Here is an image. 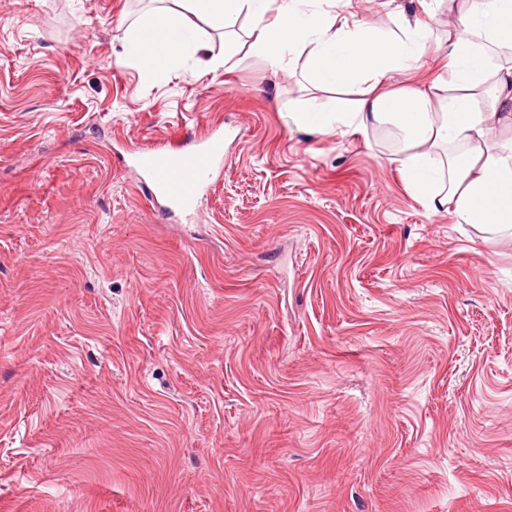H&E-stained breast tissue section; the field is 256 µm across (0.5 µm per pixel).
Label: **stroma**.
<instances>
[{
    "mask_svg": "<svg viewBox=\"0 0 512 512\" xmlns=\"http://www.w3.org/2000/svg\"><path fill=\"white\" fill-rule=\"evenodd\" d=\"M153 0H0V512H512V235L430 214L382 129L297 128L205 23L149 76ZM390 35L443 0H351ZM225 56V55H224ZM225 134L197 214L135 148Z\"/></svg>",
    "mask_w": 512,
    "mask_h": 512,
    "instance_id": "1",
    "label": "stroma"
}]
</instances>
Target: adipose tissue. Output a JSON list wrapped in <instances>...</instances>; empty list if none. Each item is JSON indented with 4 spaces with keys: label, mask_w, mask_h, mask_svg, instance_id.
I'll return each mask as SVG.
<instances>
[{
    "label": "adipose tissue",
    "mask_w": 512,
    "mask_h": 512,
    "mask_svg": "<svg viewBox=\"0 0 512 512\" xmlns=\"http://www.w3.org/2000/svg\"><path fill=\"white\" fill-rule=\"evenodd\" d=\"M174 0L123 32L125 47L146 73L166 68L203 44L192 25L201 20L236 36L253 23L249 50L276 71L289 70L306 52L310 84L366 89L352 105L301 100L300 128L326 133L394 125L402 135L395 158L407 185L426 209L448 212L457 223L493 231L512 229V0H471L461 30H449L445 87L388 88L394 71L416 67L428 47L421 23L404 22L398 34L375 33L323 0Z\"/></svg>",
    "instance_id": "obj_1"
}]
</instances>
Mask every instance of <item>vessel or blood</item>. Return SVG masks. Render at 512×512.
Listing matches in <instances>:
<instances>
[{
  "label": "vessel or blood",
  "mask_w": 512,
  "mask_h": 512,
  "mask_svg": "<svg viewBox=\"0 0 512 512\" xmlns=\"http://www.w3.org/2000/svg\"><path fill=\"white\" fill-rule=\"evenodd\" d=\"M134 160L152 197L163 198L180 212L193 214L201 196L212 188L215 166L224 160V138L209 136L190 153L176 148L139 149Z\"/></svg>",
  "instance_id": "vessel-or-blood-1"
}]
</instances>
